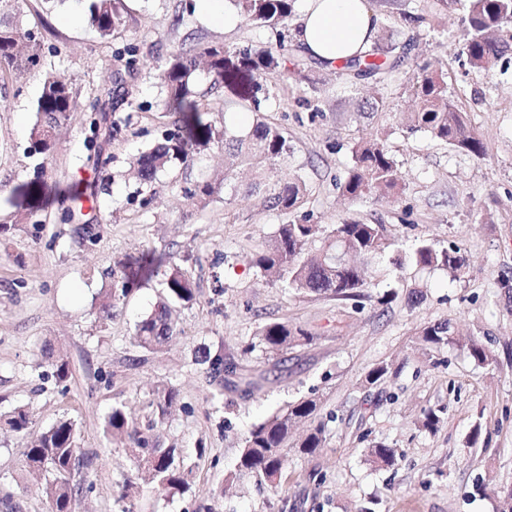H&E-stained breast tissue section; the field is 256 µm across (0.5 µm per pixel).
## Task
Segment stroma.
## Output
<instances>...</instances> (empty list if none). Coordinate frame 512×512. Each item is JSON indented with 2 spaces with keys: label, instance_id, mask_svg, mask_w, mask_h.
<instances>
[{
  "label": "stroma",
  "instance_id": "obj_1",
  "mask_svg": "<svg viewBox=\"0 0 512 512\" xmlns=\"http://www.w3.org/2000/svg\"><path fill=\"white\" fill-rule=\"evenodd\" d=\"M134 27L112 40L89 27L81 0H27L22 24L40 43L45 70L73 79L77 106L58 132L50 157L33 154L41 77L0 81V414L29 413L26 436L0 430V512H51L39 479L24 468L27 437L59 419L74 420L87 462L72 512H501L495 494L473 486L512 484V67L475 76L460 53L459 15L428 0L429 20L413 31L411 56L440 62L448 92L482 140L484 156L458 153L423 133H408L410 66L381 88L351 84L341 69L314 64L310 83L265 81L261 109L287 134L291 153L275 174L298 173L312 193L304 206L324 229L345 220L383 225L402 253L420 241L462 245L469 267L458 278L381 261L361 306L302 296L264 278L250 263L291 214L266 209L244 193L194 196L202 181L221 182L224 152L212 148L146 184L134 159L176 126L165 115L157 68L177 49L212 45L280 50L305 62L292 37L304 0H293L285 41L266 29L207 20L197 0H127ZM205 118L216 126L252 122L245 107L224 108L232 94L195 74ZM384 98L373 114L365 101ZM383 133L403 187L397 202H350L336 189L361 139ZM184 260L197 300L177 308V334L157 351L136 346L135 326L150 313L162 272L115 301L101 319L104 296L122 284L125 262L144 252ZM425 298L408 305L411 289ZM396 297L381 308L386 290ZM450 320L460 342L427 357L416 348L421 325ZM286 321L312 332L311 344L275 355L256 332ZM489 344L492 366H479L464 340ZM247 355L268 378L252 397L209 382L205 350ZM67 361L57 381L52 357ZM397 367L378 387L365 383L380 362ZM173 385L175 407L151 435L176 446L191 469L186 492L165 494L142 482L125 442L106 429L113 407L147 423L155 390ZM315 399L326 442L314 455L288 452L280 491L238 472L249 429L288 403ZM443 409L438 431L420 423L424 409ZM481 424L477 445L469 438ZM397 448L391 468L369 461V444ZM141 485L122 498L127 481Z\"/></svg>",
  "mask_w": 512,
  "mask_h": 512
}]
</instances>
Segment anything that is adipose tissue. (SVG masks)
<instances>
[{
  "mask_svg": "<svg viewBox=\"0 0 512 512\" xmlns=\"http://www.w3.org/2000/svg\"><path fill=\"white\" fill-rule=\"evenodd\" d=\"M377 26L378 17L367 0H307L295 39L304 54L332 69L362 54Z\"/></svg>",
  "mask_w": 512,
  "mask_h": 512,
  "instance_id": "1",
  "label": "adipose tissue"
}]
</instances>
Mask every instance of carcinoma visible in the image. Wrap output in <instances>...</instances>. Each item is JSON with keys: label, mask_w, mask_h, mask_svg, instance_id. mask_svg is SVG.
Segmentation results:
<instances>
[{"label": "carcinoma", "mask_w": 512, "mask_h": 512, "mask_svg": "<svg viewBox=\"0 0 512 512\" xmlns=\"http://www.w3.org/2000/svg\"><path fill=\"white\" fill-rule=\"evenodd\" d=\"M244 21L277 30L285 25L292 13L293 0H233ZM26 0H0V78L5 75L27 74L41 67V55L36 48L32 32L22 31L19 17ZM448 11L465 10L462 17L461 50L469 68L488 78L499 64L512 62V0H443ZM89 26L104 41L133 28L135 20L125 0H85ZM413 38L396 41L388 49L379 43L371 45L365 53L343 62L345 75L354 83L371 79L380 85L392 81L400 66L408 59ZM208 71L214 85L232 89L238 104L255 112L250 127L235 130L217 128L203 118L212 107L198 99L194 75L196 56L177 50L168 55L158 68L156 78L165 98L166 111L177 114L178 132L157 144L137 159L140 178L153 182L168 166L188 163L192 156L212 145H221L230 159L224 181L232 179V168H247L255 172L273 166L291 151L286 133L260 111L263 85L256 81L260 73L276 74L283 84L310 80L306 69H288L280 54L270 48L211 46L203 50ZM411 97L415 107L405 113L404 121L411 133H425L456 151L474 156L484 155V146L470 128L466 113L448 94L443 73L429 61L415 64L409 78ZM77 89L70 79L53 72L43 73L42 91L37 100L38 120L31 130L34 152L50 153L58 127L71 111ZM397 163L386 143L378 136L358 141L352 150V164L346 172L340 190L351 201L367 197H397ZM249 195H260L265 207L285 213H297L307 202L309 188L297 174L271 180L255 176L243 185ZM307 215L301 221L280 225L274 246L257 252L251 263L264 277L272 281H286L288 287L299 293L314 294L339 300L357 301L367 288L366 272L370 266L383 260L393 243L381 224L344 221L333 225L330 231L320 224H307ZM321 242L316 253L308 255L305 247ZM410 264L417 270L438 269L452 278L463 275L468 266L465 249L460 246L438 248L423 241L408 259H392L398 268ZM158 266L152 253L147 252L134 263L123 266L124 287L134 286L151 275ZM164 299L137 325L135 341L146 350H158L176 333L171 318V304L181 306L196 298V285L189 270L171 263L163 274ZM260 343L271 352H284L312 340V333L286 322L263 325L258 333ZM418 349L430 354L454 342L455 330L448 321L422 325L418 330ZM470 358L485 366L496 362L494 350L487 344L471 340L466 345ZM393 374V364L381 362L365 376L369 386H379ZM209 378L229 384L245 395L261 387V378L246 373L243 364L224 351L210 358ZM177 402V391L160 386L156 391L157 419L142 429L137 418L121 407L112 408L107 428L112 437L125 441L130 447L136 469L148 473L149 479L162 490L185 492L189 489L191 469L175 447L161 448L148 431L156 420L164 419ZM316 401L300 398L253 426L244 439L238 458L241 471L259 474L274 488L282 487L286 480L288 438L294 423L314 421ZM444 422V412L438 408L423 411L422 426L435 432ZM5 425L16 433L27 429L25 411L18 409L5 416ZM77 424L61 419L26 446L25 463L32 470L44 474L42 486L51 501L53 512H69L73 497L82 490L75 482L80 458L76 445ZM326 440L321 424L311 427L309 433L295 444L297 452L313 455ZM369 459L377 464L392 466L396 461L395 448L375 443L367 448Z\"/></svg>", "instance_id": "cac0c4a2"}]
</instances>
